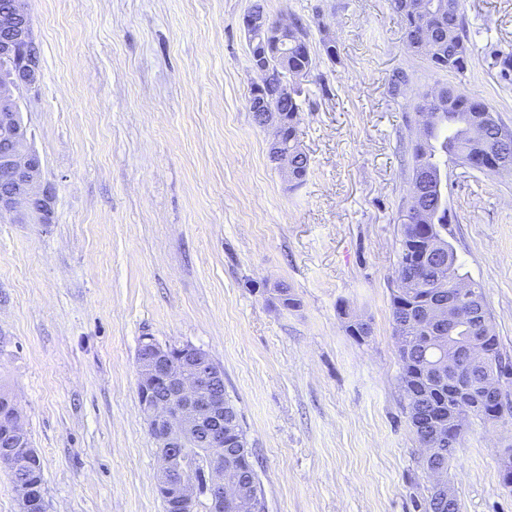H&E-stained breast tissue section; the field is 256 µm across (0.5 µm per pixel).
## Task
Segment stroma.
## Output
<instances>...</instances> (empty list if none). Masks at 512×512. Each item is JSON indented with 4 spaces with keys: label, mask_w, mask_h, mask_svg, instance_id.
Listing matches in <instances>:
<instances>
[{
    "label": "stroma",
    "mask_w": 512,
    "mask_h": 512,
    "mask_svg": "<svg viewBox=\"0 0 512 512\" xmlns=\"http://www.w3.org/2000/svg\"><path fill=\"white\" fill-rule=\"evenodd\" d=\"M254 2H28L42 78L23 112L55 199L48 224L0 217V393L23 411L47 512H163L138 398L145 336L223 368L267 512H420L429 494L391 310L415 105L460 86L512 129L494 63L512 54V0H467L461 74L407 48L389 0H262L310 26L297 186L247 106ZM444 181L448 242L512 354V172L452 164ZM353 317L370 336L349 335ZM510 445L512 417L473 422L448 464L460 512H512Z\"/></svg>",
    "instance_id": "35a3bbf8"
}]
</instances>
